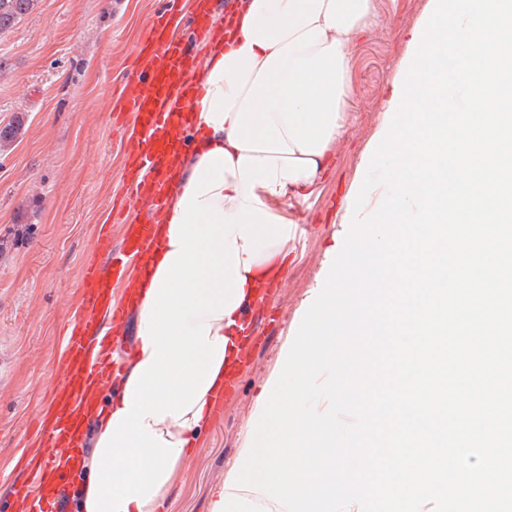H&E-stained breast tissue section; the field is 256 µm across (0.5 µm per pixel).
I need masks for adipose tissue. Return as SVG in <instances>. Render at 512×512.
<instances>
[{
	"label": "adipose tissue",
	"mask_w": 512,
	"mask_h": 512,
	"mask_svg": "<svg viewBox=\"0 0 512 512\" xmlns=\"http://www.w3.org/2000/svg\"><path fill=\"white\" fill-rule=\"evenodd\" d=\"M374 0H239L199 75L190 151L141 285L139 343L97 424L81 512H170L240 316L288 266L269 200L312 192L341 133L347 44Z\"/></svg>",
	"instance_id": "obj_1"
}]
</instances>
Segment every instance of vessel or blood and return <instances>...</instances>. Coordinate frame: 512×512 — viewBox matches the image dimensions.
Instances as JSON below:
<instances>
[{
    "mask_svg": "<svg viewBox=\"0 0 512 512\" xmlns=\"http://www.w3.org/2000/svg\"><path fill=\"white\" fill-rule=\"evenodd\" d=\"M208 0H196L185 15L181 0H165L137 47L134 67L115 102L137 126L125 145V189L128 217L120 240L110 224H101L76 288V301L57 353L54 385L40 416L41 439L20 458L24 479L13 489L17 512H74L83 487L79 477L86 463L87 435L102 411V401L118 384L124 367L115 348L136 310L137 279L151 270L158 246V226L173 191V176L189 146L185 119L198 93L192 76L195 51L178 35L185 20L210 35ZM267 298H259L241 318L240 341L213 416L223 419L224 405L237 391L238 364L247 358L256 338L254 315H267Z\"/></svg>",
    "mask_w": 512,
    "mask_h": 512,
    "instance_id": "1",
    "label": "vessel or blood"
}]
</instances>
